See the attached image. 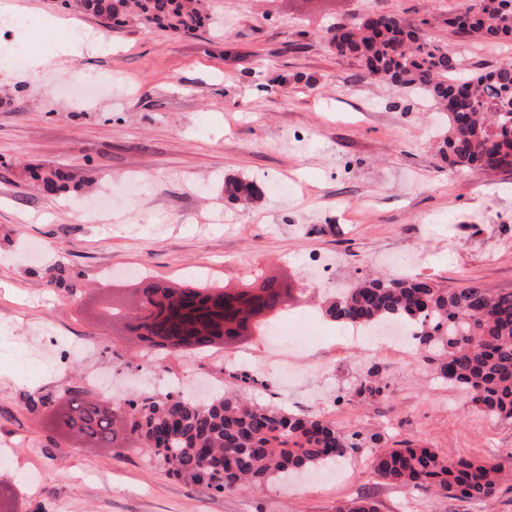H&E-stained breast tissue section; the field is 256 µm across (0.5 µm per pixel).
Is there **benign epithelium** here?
<instances>
[{
    "instance_id": "7a95c632",
    "label": "benign epithelium",
    "mask_w": 512,
    "mask_h": 512,
    "mask_svg": "<svg viewBox=\"0 0 512 512\" xmlns=\"http://www.w3.org/2000/svg\"><path fill=\"white\" fill-rule=\"evenodd\" d=\"M174 290L161 282H146L138 288L133 310L124 327L147 352L163 349L168 353H186L200 337L236 335L237 317H250L246 302H257L255 287L240 291L226 289L222 294L204 297L188 294L175 304L168 295Z\"/></svg>"
}]
</instances>
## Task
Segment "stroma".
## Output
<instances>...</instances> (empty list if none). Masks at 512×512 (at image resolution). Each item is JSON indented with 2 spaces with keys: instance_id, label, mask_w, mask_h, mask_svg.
Returning <instances> with one entry per match:
<instances>
[{
  "instance_id": "stroma-1",
  "label": "stroma",
  "mask_w": 512,
  "mask_h": 512,
  "mask_svg": "<svg viewBox=\"0 0 512 512\" xmlns=\"http://www.w3.org/2000/svg\"><path fill=\"white\" fill-rule=\"evenodd\" d=\"M466 0H207L213 25L194 36L128 26L104 49L86 48L39 71L0 72V512H335L373 494L380 512H471L465 501L408 494L382 484L364 459L303 477L286 493L276 482L236 494L205 493L155 465L137 448H88L56 434L49 401L71 389L91 399L162 392L143 379L137 342L113 319L131 305L146 266L177 284L186 270L214 283L273 277L290 288L291 312L312 319L331 344L336 323L322 310L330 286H314L307 263L345 256L332 284L416 253L415 272L446 288L471 283L512 290V171L459 172L437 143L446 116L333 54L324 36L369 12L425 21L428 40L460 47L469 71L512 59V43L464 38L448 20ZM58 17L50 28L12 30L9 44L33 56L98 19L60 0H0ZM112 75L119 91H79ZM58 169L59 195L27 181L23 169ZM258 183L254 204L224 193L229 179ZM65 267L68 287L53 278ZM118 272L110 281L102 270ZM86 341L87 358L47 372L42 338ZM219 358L158 355L165 373L196 391L241 372L239 356L278 368L269 338L228 345ZM358 355L334 377L308 373L269 380L259 400L297 413L322 400L347 402L352 420L449 458L491 459L503 481L481 512H512V424L465 405L456 387L434 379L423 357L387 365L389 397L355 393L369 364ZM109 377L96 385L90 372Z\"/></svg>"
}]
</instances>
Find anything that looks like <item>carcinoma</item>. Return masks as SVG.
I'll list each match as a JSON object with an SVG mask.
<instances>
[{"label":"carcinoma","instance_id":"cac0c4a2","mask_svg":"<svg viewBox=\"0 0 512 512\" xmlns=\"http://www.w3.org/2000/svg\"><path fill=\"white\" fill-rule=\"evenodd\" d=\"M83 14L112 27L136 20L147 27L191 35L204 27V0H66ZM458 32L489 42L512 41V0H478L448 20ZM334 53L405 93L428 97L448 112L442 155L458 169L512 171V64L472 73L448 48L427 40L398 13L372 12L358 23L328 31ZM47 192L62 189L55 170H31ZM228 197L260 198L256 183L230 180ZM269 318L288 308L289 289L263 281ZM336 323L377 330L387 322L413 327L419 352L435 363L436 379L465 391L477 410L512 423V291L480 284L443 288L419 274L360 276L325 309ZM247 374L234 373L223 392L207 402L168 394L125 401L124 430L116 428L106 401L70 390L50 418L64 434L75 432L90 448H124L130 439L157 464L208 490L261 488L293 471L326 466L364 453L373 474L410 494L440 495L483 503L498 491L502 468L487 460L448 459L437 448L390 441L381 432L354 425L337 428L313 414L283 405L248 402L239 394ZM386 367L373 363L357 382V395L387 398ZM336 512H379L377 501L360 495Z\"/></svg>","mask_w":512,"mask_h":512}]
</instances>
